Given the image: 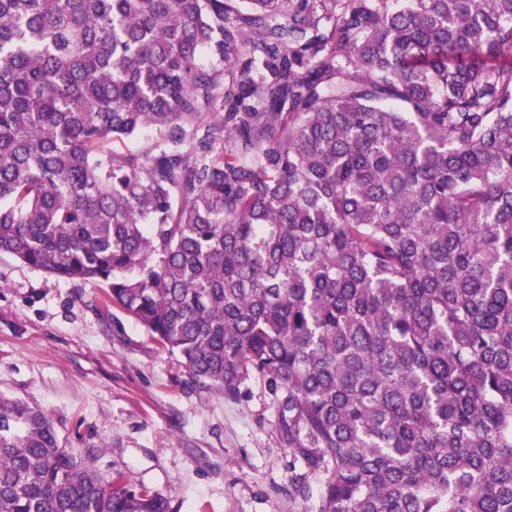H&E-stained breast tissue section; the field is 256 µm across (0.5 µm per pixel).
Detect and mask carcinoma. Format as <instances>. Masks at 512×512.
Returning <instances> with one entry per match:
<instances>
[{"mask_svg": "<svg viewBox=\"0 0 512 512\" xmlns=\"http://www.w3.org/2000/svg\"><path fill=\"white\" fill-rule=\"evenodd\" d=\"M501 57L512 0H0V254L262 380L315 512H512ZM0 512L170 505L0 397Z\"/></svg>", "mask_w": 512, "mask_h": 512, "instance_id": "obj_1", "label": "carcinoma"}]
</instances>
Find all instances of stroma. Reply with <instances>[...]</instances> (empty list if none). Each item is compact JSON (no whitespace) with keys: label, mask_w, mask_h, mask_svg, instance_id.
<instances>
[{"label":"stroma","mask_w":512,"mask_h":512,"mask_svg":"<svg viewBox=\"0 0 512 512\" xmlns=\"http://www.w3.org/2000/svg\"><path fill=\"white\" fill-rule=\"evenodd\" d=\"M0 396L42 409L103 476L168 498L172 512H311L261 381L240 400L196 386L104 287L0 254Z\"/></svg>","instance_id":"stroma-1"}]
</instances>
